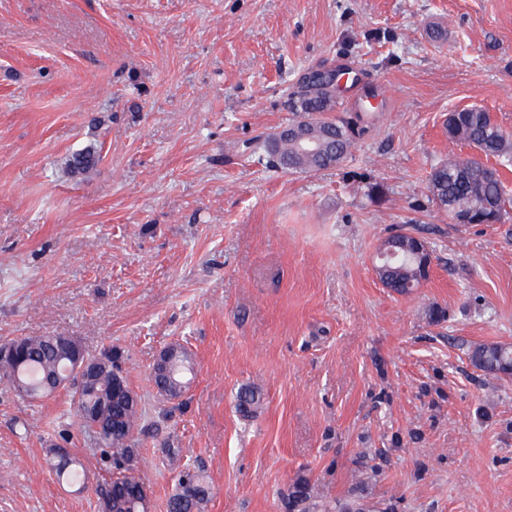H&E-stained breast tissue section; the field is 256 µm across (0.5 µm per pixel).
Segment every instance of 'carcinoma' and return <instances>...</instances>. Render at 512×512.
I'll return each instance as SVG.
<instances>
[{
  "label": "carcinoma",
  "instance_id": "obj_1",
  "mask_svg": "<svg viewBox=\"0 0 512 512\" xmlns=\"http://www.w3.org/2000/svg\"><path fill=\"white\" fill-rule=\"evenodd\" d=\"M306 94L300 97L296 111L299 115L288 128L301 125L326 145L322 155L300 157L295 154L291 140L281 138L271 144L275 165L294 172H314L339 165L350 153L353 131L350 123L335 120L327 113L336 107V95L329 85L311 82L305 85ZM447 126L448 137L464 145L478 144L485 161L467 157H450L433 168L430 174L429 199L448 213L468 210H488L502 220L512 200L505 197L499 169L512 166V135L493 129L490 116L483 108L471 107L454 113ZM495 160V165L487 161ZM98 154L86 148L72 155L68 167L75 172L93 168ZM415 237L409 233L394 234L385 239L395 255L378 260L383 271L378 278L384 287L403 295L419 285L417 260L413 253ZM169 352L178 362L175 379L187 387V374L192 372L188 354L176 343ZM100 356L108 360L98 374L96 385L88 388L69 360L55 348L51 336H25L17 360L0 371V380L22 397L38 400L54 394L49 381L59 377L68 380L64 389L75 407L77 425L87 434L100 458L119 470V476L96 488L98 512H144V489L148 488L137 467L135 433L139 430L143 412L140 400L128 402L125 397H112V363L121 361V352L107 349ZM472 365L490 375L512 374V347L491 343L474 346L470 352ZM260 393L243 387L237 394V407L244 416L255 412ZM47 462L57 477L67 482H79L85 477V465L71 449L53 441L44 448ZM176 489L168 500V512H205L212 488L203 467L185 464L176 475ZM312 495L309 480L296 479L283 497L286 512H310Z\"/></svg>",
  "mask_w": 512,
  "mask_h": 512
}]
</instances>
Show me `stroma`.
<instances>
[{"label":"stroma","mask_w":512,"mask_h":512,"mask_svg":"<svg viewBox=\"0 0 512 512\" xmlns=\"http://www.w3.org/2000/svg\"><path fill=\"white\" fill-rule=\"evenodd\" d=\"M328 66L349 157L272 167L265 139ZM469 107L512 130V0H0V343L123 352L151 512L175 491L166 442L205 464V512H285L300 476L319 506L512 512V375L469 359L512 344V213L453 224L427 191L469 155L445 130ZM399 231L433 250L406 295L374 268ZM172 343L195 363L179 403L150 381ZM57 433L85 486L47 465ZM110 477L66 392L0 382V512H97Z\"/></svg>","instance_id":"stroma-1"}]
</instances>
